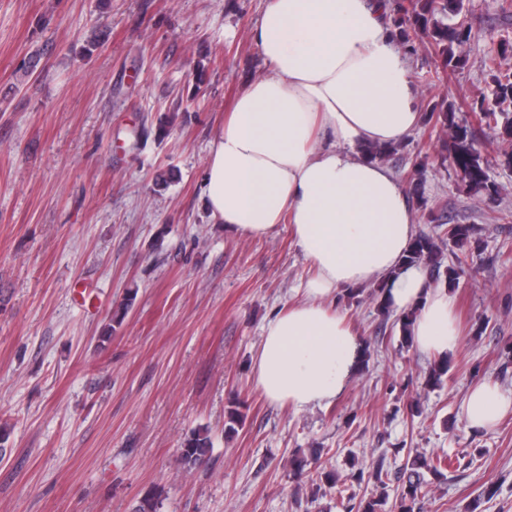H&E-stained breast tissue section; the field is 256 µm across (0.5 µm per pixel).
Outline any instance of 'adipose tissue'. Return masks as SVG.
Masks as SVG:
<instances>
[{
	"instance_id": "ef3b65f1",
	"label": "adipose tissue",
	"mask_w": 512,
	"mask_h": 512,
	"mask_svg": "<svg viewBox=\"0 0 512 512\" xmlns=\"http://www.w3.org/2000/svg\"><path fill=\"white\" fill-rule=\"evenodd\" d=\"M252 39L268 70L253 79L211 141L202 181L213 223L244 238L291 225L314 270L304 297L264 326L258 390L301 412L336 399L361 341L336 311L337 289L381 280L394 307H418L426 353L454 349L453 300L425 274L402 269L414 235L406 190L358 145L403 141L419 123L407 56L375 0H264ZM512 392L475 386L463 416L489 429Z\"/></svg>"
}]
</instances>
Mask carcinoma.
<instances>
[{"label": "carcinoma", "mask_w": 512, "mask_h": 512, "mask_svg": "<svg viewBox=\"0 0 512 512\" xmlns=\"http://www.w3.org/2000/svg\"><path fill=\"white\" fill-rule=\"evenodd\" d=\"M387 8L396 28V40L406 54L415 55L422 49L435 57L439 68L450 74L465 68L468 59L464 47L476 37L471 25L454 21L455 17L466 11L465 0H389ZM511 55L512 40L502 38L496 51L482 59V66L492 82L491 98L477 99L470 108L478 123L486 126L492 138L502 145L512 143V68L504 64ZM424 112L425 124L445 146V155L441 160L450 161L461 180L474 191H484L489 195L497 192L491 181L488 163L471 135L469 124L456 121L453 105L429 101L424 105ZM400 148L399 144L362 145L360 153L364 157L383 161ZM423 217L433 228L429 233L415 236L404 265L420 269L427 267L430 273L437 274L444 263L443 246L452 242L458 247L459 253L455 254V263L448 267V281L452 283L466 275L469 253L465 246L471 237V227L467 224H439L431 209L423 213ZM417 313V309L410 307L397 318L406 341L412 338ZM447 374L448 362L434 364L425 378V386L433 388L440 385ZM243 420L239 406H231L224 420L225 433H236ZM211 447L209 431L204 428L194 430L178 449V459L181 464L191 468L207 457ZM462 460L464 457L453 458L444 451L426 453L414 448L407 449L404 467L396 476V499L392 512H421V503L429 493L427 477L444 478L449 468L461 467ZM309 465L310 462L303 457L295 456L289 460L290 472L296 482L308 480L330 488L338 485L337 473L320 467L311 470ZM371 477L374 479V489L370 497L360 500L357 512H386L390 498L389 472L379 463L373 467Z\"/></svg>", "instance_id": "cac0c4a2"}]
</instances>
